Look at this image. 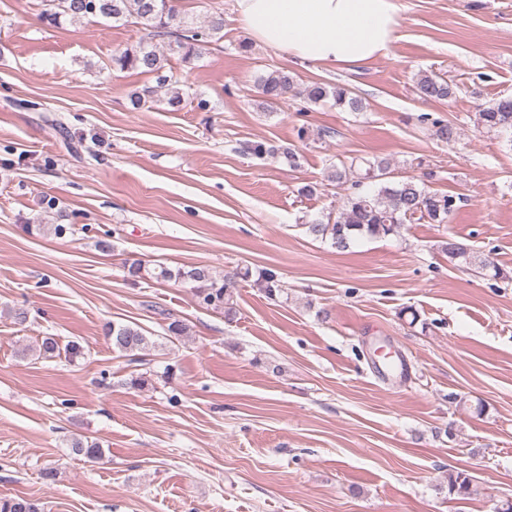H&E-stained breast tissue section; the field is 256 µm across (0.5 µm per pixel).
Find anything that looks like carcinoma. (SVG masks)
Masks as SVG:
<instances>
[{"instance_id":"obj_1","label":"carcinoma","mask_w":512,"mask_h":512,"mask_svg":"<svg viewBox=\"0 0 512 512\" xmlns=\"http://www.w3.org/2000/svg\"><path fill=\"white\" fill-rule=\"evenodd\" d=\"M49 8L42 12V20L56 25L61 20L96 19L106 23L127 22L129 20L147 31V39L128 47L112 56L115 70H135L151 74L156 86L148 87L135 96L133 104L139 106L153 98L161 89L173 92L168 99L171 106L178 105L183 93L177 88L179 78L166 68L165 55L157 50L153 40L157 37L168 40V51L188 63L201 55V48L211 39H221L224 30V13L215 11L207 16L203 24L181 11L177 0H48ZM293 78L285 71L273 70L260 77L258 88L266 104H275L288 94ZM417 90L424 100H446L452 94V87L444 78L436 74H423L417 82ZM305 100L319 103L330 99L336 107L350 112L364 109L363 99L345 85H328L311 82L299 92ZM478 121L490 132L512 134V96H502L489 103L478 113ZM433 136L448 142L455 138L454 127L443 119L432 120ZM249 151L257 156L280 155L290 166L297 165L298 156L288 147L281 151L263 143L253 144ZM390 163L381 159L370 163L364 178L374 183L370 191L360 189L361 182L353 184V191L346 194L336 215H327L306 225L307 233L322 241L331 242L338 250H346L357 239L385 237L394 234L400 226L414 219H426L433 224H446L457 209L458 197L446 193L431 192L415 177L402 180L390 179ZM445 251L452 260L476 267L490 269L495 279H511L505 271L489 257L472 251L467 245L450 239ZM151 276L157 280L178 281L188 284L195 290L203 304L222 310L227 316L233 315L235 281L229 276L218 278L207 266L178 267L171 269L163 265L155 267ZM264 290L270 299L282 292L280 280L275 271L268 269L262 273ZM107 336L112 340V348L133 361L151 344L143 331L130 324H112L107 327ZM72 454L82 456L91 462L104 457V450L93 441L75 439L71 442ZM470 479L463 471L448 473V494L465 496L469 493ZM0 512H43L34 500L16 496L0 497Z\"/></svg>"}]
</instances>
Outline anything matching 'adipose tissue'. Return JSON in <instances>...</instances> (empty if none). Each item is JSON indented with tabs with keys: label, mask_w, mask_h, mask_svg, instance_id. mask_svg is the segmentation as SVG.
Segmentation results:
<instances>
[{
	"label": "adipose tissue",
	"mask_w": 512,
	"mask_h": 512,
	"mask_svg": "<svg viewBox=\"0 0 512 512\" xmlns=\"http://www.w3.org/2000/svg\"><path fill=\"white\" fill-rule=\"evenodd\" d=\"M245 35L302 63L355 67L386 54L397 0H234Z\"/></svg>",
	"instance_id": "1"
}]
</instances>
